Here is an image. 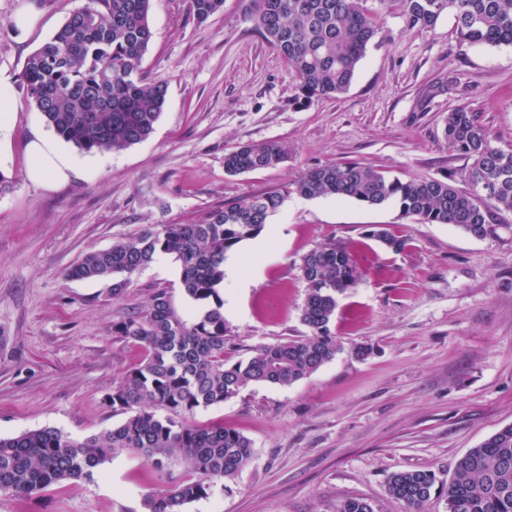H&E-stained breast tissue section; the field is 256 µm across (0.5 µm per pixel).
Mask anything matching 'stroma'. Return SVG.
Masks as SVG:
<instances>
[{
  "instance_id": "1",
  "label": "stroma",
  "mask_w": 512,
  "mask_h": 512,
  "mask_svg": "<svg viewBox=\"0 0 512 512\" xmlns=\"http://www.w3.org/2000/svg\"><path fill=\"white\" fill-rule=\"evenodd\" d=\"M40 14L19 37L10 24L26 2ZM86 0H0V96L14 122L0 129V172L15 180L0 196V437L55 427L81 439L120 423L105 399L141 350L112 324L172 289L180 264L154 261L121 298L107 280H73L85 254L151 224H190L224 201L297 180L310 168L354 161L389 175L452 177L467 189V161L442 136L443 120L467 106L497 145H512V45L461 40L453 15L409 30L397 8L368 0L380 32L346 93L297 100L295 72L246 19L241 0L199 24L187 0H152L147 79L168 83L151 136L120 151L76 152L81 175L55 190L26 177L25 143L47 131L20 81L27 58ZM287 144L277 167L236 176L226 152ZM388 224L408 240L399 253L366 236ZM349 245L360 283L343 297L331 330L343 350L288 387L258 385L198 410L251 439V461L184 512H336L345 499L374 512H407L387 481L424 469L448 479L457 460L512 424V232L478 239L448 224H424L398 207L342 198H288L264 231L227 253V355L307 332L300 257L329 241ZM365 344L368 357L353 350ZM179 460L164 470L121 454L90 481H66L40 496L0 495V512H144L147 495L188 478Z\"/></svg>"
}]
</instances>
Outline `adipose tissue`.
Segmentation results:
<instances>
[{
  "mask_svg": "<svg viewBox=\"0 0 512 512\" xmlns=\"http://www.w3.org/2000/svg\"><path fill=\"white\" fill-rule=\"evenodd\" d=\"M26 176L31 182L53 189L78 174L79 163L49 135L33 133L27 143Z\"/></svg>",
  "mask_w": 512,
  "mask_h": 512,
  "instance_id": "adipose-tissue-1",
  "label": "adipose tissue"
}]
</instances>
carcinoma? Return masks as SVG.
I'll use <instances>...</instances> for the list:
<instances>
[{
	"instance_id": "1",
	"label": "carcinoma",
	"mask_w": 512,
	"mask_h": 512,
	"mask_svg": "<svg viewBox=\"0 0 512 512\" xmlns=\"http://www.w3.org/2000/svg\"><path fill=\"white\" fill-rule=\"evenodd\" d=\"M398 2L410 29L433 27L454 16L459 37L472 44L512 45V0H381ZM366 0H244V15L299 77L302 100L344 94L367 46L379 34ZM224 0H188L197 23L220 11ZM151 0H87L33 54L21 72L35 108L57 136L83 152L122 150L147 139L167 100L168 84L148 80L141 65L153 31ZM448 146L467 160L462 191L449 178L400 179L357 162L318 166L289 186L234 199L193 224L152 225L137 236L87 254L68 270L76 279L109 280L112 296L125 292L158 254L175 256L180 286L191 305L180 310L172 292L156 291L144 310L121 316L113 333L138 345L139 363L107 395L126 418L112 429L75 439L55 427L0 437V493L32 497L65 481H90L121 453L156 469L179 458L191 477L144 499L146 512H183L206 498L216 481L234 477L253 456L240 432L213 422L199 426L194 414L237 398L258 384L290 386L313 374L342 350L331 331L338 300L359 284L348 248L327 242L300 257L305 284L301 320L306 336L250 350L233 361L224 355L231 330L224 319L226 254L259 236L288 196L351 198L367 206L392 204L425 224H451L476 237L512 230V146L492 133L465 106L444 119ZM288 159L278 142L243 146L224 154V170L239 175L273 168ZM367 238L399 253L403 237L385 225ZM388 494L423 512L444 497L448 512H512V424L469 449L448 481L431 470L397 471ZM337 512H373L362 498H347Z\"/></svg>"
}]
</instances>
